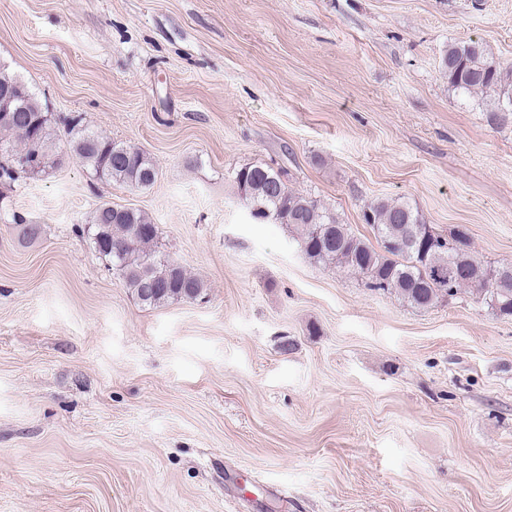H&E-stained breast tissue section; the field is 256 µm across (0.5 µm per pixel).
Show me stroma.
Segmentation results:
<instances>
[{
    "mask_svg": "<svg viewBox=\"0 0 512 512\" xmlns=\"http://www.w3.org/2000/svg\"><path fill=\"white\" fill-rule=\"evenodd\" d=\"M472 38L512 67V0H0L63 157L0 186V512H512V316L370 291L234 180L280 170L365 239L398 198L512 263V112L441 69ZM66 117L155 183L95 178ZM104 203L202 298L142 306L86 233Z\"/></svg>",
    "mask_w": 512,
    "mask_h": 512,
    "instance_id": "35a3bbf8",
    "label": "stroma"
}]
</instances>
